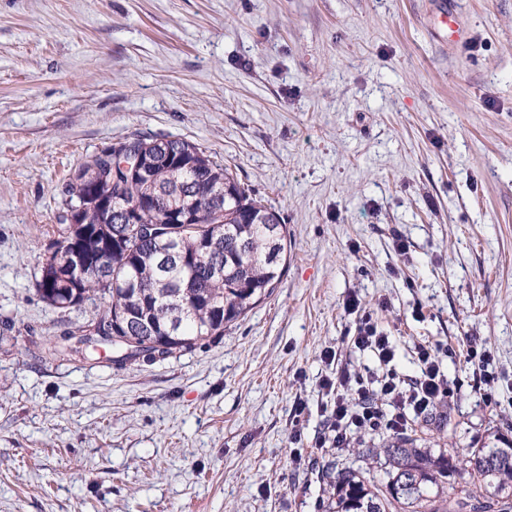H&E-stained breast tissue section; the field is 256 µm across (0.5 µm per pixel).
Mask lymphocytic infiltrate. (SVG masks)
<instances>
[{"label":"lymphocytic infiltrate","instance_id":"1","mask_svg":"<svg viewBox=\"0 0 512 512\" xmlns=\"http://www.w3.org/2000/svg\"><path fill=\"white\" fill-rule=\"evenodd\" d=\"M420 372L410 379L388 373L364 378L341 371L337 379L326 378L322 389L335 393L326 417L325 430L313 440L317 448H342L351 433L386 427L400 432L412 417L433 413L453 394L431 347L418 349Z\"/></svg>","mask_w":512,"mask_h":512}]
</instances>
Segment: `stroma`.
Here are the masks:
<instances>
[{"instance_id":"obj_1","label":"stroma","mask_w":512,"mask_h":512,"mask_svg":"<svg viewBox=\"0 0 512 512\" xmlns=\"http://www.w3.org/2000/svg\"><path fill=\"white\" fill-rule=\"evenodd\" d=\"M441 2L0 0V512H326L333 460L385 482L311 445L321 380L381 370L352 342L365 312L399 377L424 345L457 387L408 428L418 447L512 439V0H451L458 40ZM160 134L280 213L281 282L162 362L47 358L92 309L36 290L71 172Z\"/></svg>"}]
</instances>
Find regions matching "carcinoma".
Instances as JSON below:
<instances>
[{
	"instance_id": "1",
	"label": "carcinoma",
	"mask_w": 512,
	"mask_h": 512,
	"mask_svg": "<svg viewBox=\"0 0 512 512\" xmlns=\"http://www.w3.org/2000/svg\"><path fill=\"white\" fill-rule=\"evenodd\" d=\"M150 158L147 175L122 170L107 151L88 157L69 180L87 179L88 198L70 195L59 238L42 262L41 298L57 309L93 305L52 353L110 363L161 361L224 335L270 297L284 274L287 227L228 168L196 145L165 135L135 140ZM135 214L154 230L123 236ZM83 259L75 274L74 255ZM360 454L384 460L387 480L370 483L336 470L334 512H512V440L471 450L469 480L450 484L455 460L397 437Z\"/></svg>"
}]
</instances>
